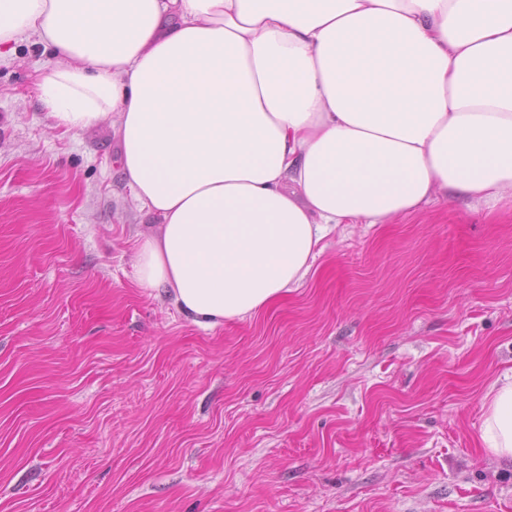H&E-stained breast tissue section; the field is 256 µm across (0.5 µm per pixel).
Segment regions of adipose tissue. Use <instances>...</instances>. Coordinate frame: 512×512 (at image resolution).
<instances>
[{
    "mask_svg": "<svg viewBox=\"0 0 512 512\" xmlns=\"http://www.w3.org/2000/svg\"><path fill=\"white\" fill-rule=\"evenodd\" d=\"M52 49L49 126L109 122L138 287L216 328L301 287L330 226L512 196V0H0ZM478 442L512 459V368Z\"/></svg>",
    "mask_w": 512,
    "mask_h": 512,
    "instance_id": "adipose-tissue-1",
    "label": "adipose tissue"
}]
</instances>
